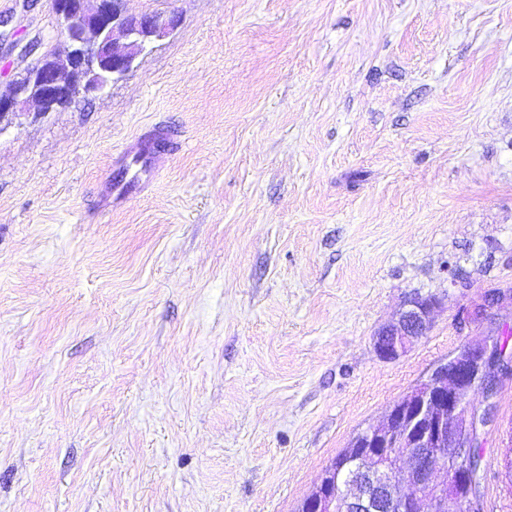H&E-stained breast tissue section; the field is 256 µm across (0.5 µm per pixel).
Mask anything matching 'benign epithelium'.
I'll return each instance as SVG.
<instances>
[{"instance_id": "benign-epithelium-1", "label": "benign epithelium", "mask_w": 512, "mask_h": 512, "mask_svg": "<svg viewBox=\"0 0 512 512\" xmlns=\"http://www.w3.org/2000/svg\"><path fill=\"white\" fill-rule=\"evenodd\" d=\"M127 0H52L65 55L48 54L0 93V131L3 122L34 103L52 112L79 95H101L124 77L137 58L178 24L175 14H133ZM438 302L431 297L409 298L397 321L382 327L374 338L377 356L395 361L429 329ZM512 375V357L494 348L493 338H479L438 363L428 376L394 403L378 425L359 431L349 447L356 455L332 465L298 512H446L454 501L459 512H481L471 498L478 469L463 463L452 470L430 463L438 449L456 448L482 440L493 420L495 405L468 408V396L482 385L486 399L494 393L499 367ZM414 493L405 495L401 483Z\"/></svg>"}]
</instances>
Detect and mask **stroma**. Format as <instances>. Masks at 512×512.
<instances>
[{
  "instance_id": "obj_1",
  "label": "stroma",
  "mask_w": 512,
  "mask_h": 512,
  "mask_svg": "<svg viewBox=\"0 0 512 512\" xmlns=\"http://www.w3.org/2000/svg\"><path fill=\"white\" fill-rule=\"evenodd\" d=\"M174 31L0 132V512H297L439 362L512 333V0H128ZM64 39L0 0V92ZM178 136L100 210L131 140ZM440 307L399 360L374 336ZM482 512H512V376Z\"/></svg>"
}]
</instances>
